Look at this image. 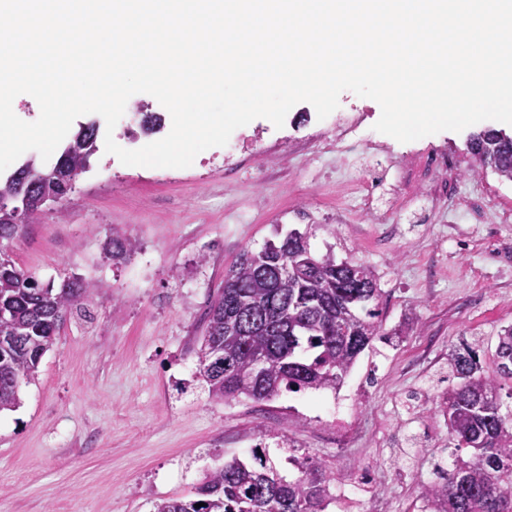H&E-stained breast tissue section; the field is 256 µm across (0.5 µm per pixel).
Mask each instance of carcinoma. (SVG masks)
Masks as SVG:
<instances>
[{"label": "carcinoma", "instance_id": "carcinoma-1", "mask_svg": "<svg viewBox=\"0 0 512 512\" xmlns=\"http://www.w3.org/2000/svg\"><path fill=\"white\" fill-rule=\"evenodd\" d=\"M96 140L97 125H82L65 146L57 165L71 180L89 169ZM469 149L481 166L512 182V141L488 128L471 136ZM52 172L31 156L0 177V244L39 215L33 209L16 222L17 175L50 190ZM281 264L290 268L285 277L274 272ZM92 290L70 280L44 286L0 255V413L20 407L19 381L36 378L60 326L84 308ZM378 297L371 269L338 263L330 252L317 258L292 232L273 254H241L208 305L199 366L209 396L265 400L283 388H338L373 339L384 338L379 311L368 307ZM449 367L457 383L443 393L439 413L469 456H456L452 470L422 487L421 498L431 512H512V415L501 413L498 395L500 379L512 380V325L500 330L490 367L465 340L452 350ZM252 456V464L235 458L213 470L195 498L163 500L153 512H325L332 477L309 459H292L299 476L287 480L262 451Z\"/></svg>", "mask_w": 512, "mask_h": 512}]
</instances>
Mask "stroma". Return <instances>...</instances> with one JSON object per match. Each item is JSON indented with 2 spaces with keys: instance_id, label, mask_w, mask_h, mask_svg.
I'll return each mask as SVG.
<instances>
[{
  "instance_id": "1",
  "label": "stroma",
  "mask_w": 512,
  "mask_h": 512,
  "mask_svg": "<svg viewBox=\"0 0 512 512\" xmlns=\"http://www.w3.org/2000/svg\"><path fill=\"white\" fill-rule=\"evenodd\" d=\"M140 118L126 149L166 136L153 122L161 104L139 93ZM379 104L343 92L318 119L306 102L283 128L253 120L242 131L262 151L234 173L224 150L186 168L127 166L98 150L67 196L43 210L9 254L40 282L90 283L88 314L60 328L22 404L0 415V512H153L156 501L193 498L216 467L251 462L258 441L280 475L307 457L343 482L348 508L326 512H418L436 469L458 453L437 413L448 354L460 340L491 362L512 325V183L478 166L470 130L401 143L375 131ZM359 123L349 165L326 150L347 117ZM439 153L459 163L436 180ZM380 183L351 223L336 221V190L347 171ZM299 231L316 255L371 268L380 288L383 333L339 391L284 392L268 400L209 397L197 350L208 303L244 251L259 252ZM136 247L113 259V233ZM373 474L363 484L360 472Z\"/></svg>"
}]
</instances>
